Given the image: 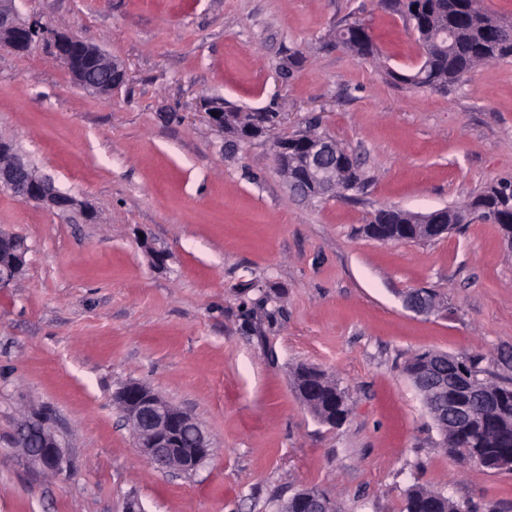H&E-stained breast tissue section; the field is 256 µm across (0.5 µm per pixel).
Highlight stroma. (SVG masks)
<instances>
[{"instance_id": "obj_1", "label": "stroma", "mask_w": 512, "mask_h": 512, "mask_svg": "<svg viewBox=\"0 0 512 512\" xmlns=\"http://www.w3.org/2000/svg\"><path fill=\"white\" fill-rule=\"evenodd\" d=\"M121 61L126 84L84 91L44 45L0 50V138L15 142L93 221L0 188V232L27 246L0 288V512H277L297 491L342 512H402L419 483L470 512H512V471L459 462L403 367L433 351L481 356L512 378V250L495 225L381 242L375 210L466 204L512 180V61L448 91L399 82L421 62L410 24L380 0H17ZM360 21L377 47L336 43ZM275 112L230 142L209 103ZM356 159L360 188L293 194L277 139L305 129ZM414 288L439 309H407ZM269 296V316L246 324ZM325 371L352 413L321 423L292 373ZM137 382L195 418L213 455L156 470L134 446L116 392ZM43 410L67 473L32 468L17 421Z\"/></svg>"}]
</instances>
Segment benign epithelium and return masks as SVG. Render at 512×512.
<instances>
[{
	"label": "benign epithelium",
	"instance_id": "benign-epithelium-1",
	"mask_svg": "<svg viewBox=\"0 0 512 512\" xmlns=\"http://www.w3.org/2000/svg\"><path fill=\"white\" fill-rule=\"evenodd\" d=\"M37 26L24 22L18 14L16 0H0V49L20 50L22 39L34 35ZM44 40L56 58L74 71L78 85L86 91L107 95L126 82V68L101 49L88 50L78 36L67 33H47ZM14 156L9 165L0 163V187L29 202L62 213L78 212L83 219H93V211L81 200L59 189L54 180L40 173L37 167L11 142H0V151ZM304 178L288 180L292 190L302 196L336 195L337 173L345 158L336 149V141L323 137L303 145L298 150ZM448 211L435 210L423 217V222L410 224L412 232H449ZM27 247L19 246L16 237L0 232V288L10 285L25 263ZM405 306L424 313L432 309V292L425 288L411 289L404 296ZM460 366L444 357L436 358L431 368L430 384L441 402L436 413L442 421L460 425L469 421L470 400L477 399L486 407L502 412L507 408L506 397L492 396L482 383H459ZM132 434L135 447L156 469L164 472L188 473L213 454L210 440L190 415L168 403L160 395L138 384L129 383L115 395ZM14 445L34 467L61 474L68 469L62 442L48 422L38 413L30 414L28 424L14 433ZM296 512H335L334 501L319 493L295 502Z\"/></svg>",
	"mask_w": 512,
	"mask_h": 512
}]
</instances>
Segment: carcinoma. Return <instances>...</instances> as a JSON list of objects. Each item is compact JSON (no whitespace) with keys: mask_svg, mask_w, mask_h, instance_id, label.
I'll return each mask as SVG.
<instances>
[{"mask_svg":"<svg viewBox=\"0 0 512 512\" xmlns=\"http://www.w3.org/2000/svg\"><path fill=\"white\" fill-rule=\"evenodd\" d=\"M384 6L403 13L418 35L423 53L420 65L396 78L417 87L446 90L461 82L475 68L512 59V26L480 7L478 0H381ZM336 42L362 57H376L377 48L368 28L359 21L347 22L336 32ZM234 121L261 126L274 123V112L243 113L228 109ZM414 215L395 207L377 210L366 225L374 239L398 224H409ZM478 218L489 224L512 221V181L488 186L462 207L448 209V221L467 224ZM463 369L466 384L471 378L484 382L487 391L512 396V380L497 381L480 368L481 358L449 356ZM293 388L302 404L320 422L342 424L351 412L348 394L339 382L313 367L301 366L292 375ZM441 446L461 460L495 469L500 460L512 456V406L507 413H492L474 405L468 426L455 429L438 425ZM404 512H469V507L443 492L414 484L406 492Z\"/></svg>","mask_w":512,"mask_h":512,"instance_id":"cac0c4a2","label":"carcinoma"}]
</instances>
